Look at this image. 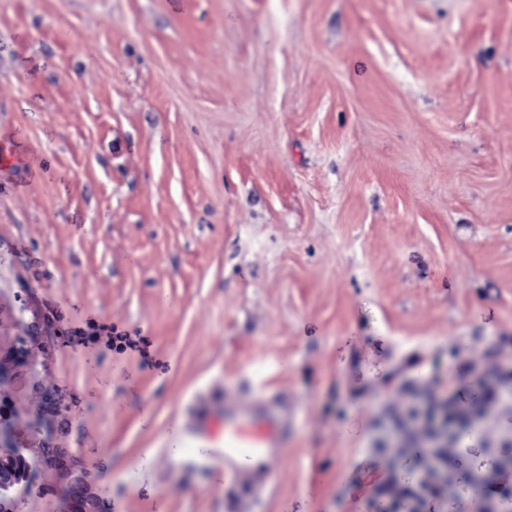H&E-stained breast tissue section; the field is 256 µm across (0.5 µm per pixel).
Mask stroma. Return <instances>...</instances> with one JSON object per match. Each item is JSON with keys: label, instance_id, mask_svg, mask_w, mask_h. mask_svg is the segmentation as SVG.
Wrapping results in <instances>:
<instances>
[{"label": "stroma", "instance_id": "1", "mask_svg": "<svg viewBox=\"0 0 512 512\" xmlns=\"http://www.w3.org/2000/svg\"><path fill=\"white\" fill-rule=\"evenodd\" d=\"M466 361L502 402L425 512H512V0H0V414L68 456L16 512H385L401 382ZM262 390L233 498L199 416ZM287 435L288 402L282 395L270 398L260 392L247 406L225 397L224 418L214 433L224 448L225 480L241 487L239 478L250 464H269L284 455Z\"/></svg>", "mask_w": 512, "mask_h": 512}]
</instances>
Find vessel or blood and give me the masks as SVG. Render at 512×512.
Returning <instances> with one entry per match:
<instances>
[{
	"label": "vessel or blood",
	"mask_w": 512,
	"mask_h": 512,
	"mask_svg": "<svg viewBox=\"0 0 512 512\" xmlns=\"http://www.w3.org/2000/svg\"><path fill=\"white\" fill-rule=\"evenodd\" d=\"M288 402L283 396L257 395L250 404L224 401V418L216 436L224 450V478L238 485L244 470L255 462L270 463L287 446Z\"/></svg>",
	"instance_id": "obj_1"
}]
</instances>
